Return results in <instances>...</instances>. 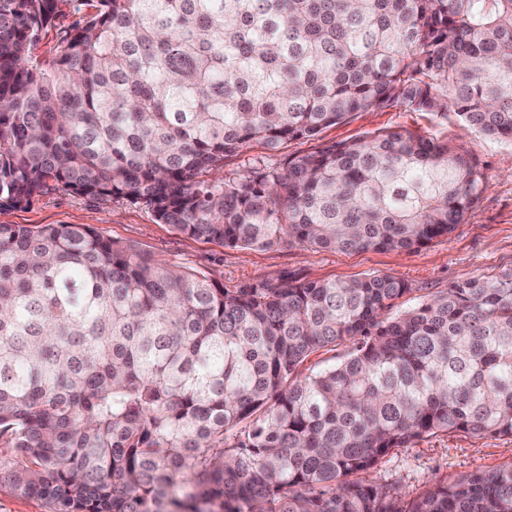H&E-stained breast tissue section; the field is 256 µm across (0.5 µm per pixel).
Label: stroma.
Segmentation results:
<instances>
[{"instance_id":"35a3bbf8","label":"stroma","mask_w":512,"mask_h":512,"mask_svg":"<svg viewBox=\"0 0 512 512\" xmlns=\"http://www.w3.org/2000/svg\"><path fill=\"white\" fill-rule=\"evenodd\" d=\"M383 129H409L465 149L485 175L486 189L465 223L418 250L336 252L297 244L230 248L180 234L158 223L144 205L122 198L101 201L65 190L51 191L23 208H0V224H85L103 236L135 245L154 260L190 267L228 288L287 272L312 280L388 274L411 287L410 294L397 302L401 312L412 308L418 297L472 279H493L512 269V143L482 136L455 113L442 117L399 106L361 112L324 129L316 140L291 141L279 152L252 145L228 162L227 168L243 171L258 159L276 165L282 156L305 153L314 144L350 140ZM511 463L512 437L461 432L426 435L391 451L367 478L414 497L436 480L452 481Z\"/></svg>"}]
</instances>
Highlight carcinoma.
I'll list each match as a JSON object with an SVG mask.
<instances>
[{
	"instance_id": "1",
	"label": "carcinoma",
	"mask_w": 512,
	"mask_h": 512,
	"mask_svg": "<svg viewBox=\"0 0 512 512\" xmlns=\"http://www.w3.org/2000/svg\"><path fill=\"white\" fill-rule=\"evenodd\" d=\"M393 105L512 143V0H0V207L62 189L231 248H421L485 190L432 137L224 174ZM411 291L226 288L88 225L0 224V491L49 512H512V464L413 499L364 478L425 434L512 436V270L391 314ZM64 13L60 15L51 27H48L41 36V39L37 41L32 47V55L38 59L44 60L49 59L52 56L54 46L59 40L60 30L70 26L76 17L71 16L66 7H62Z\"/></svg>"
}]
</instances>
